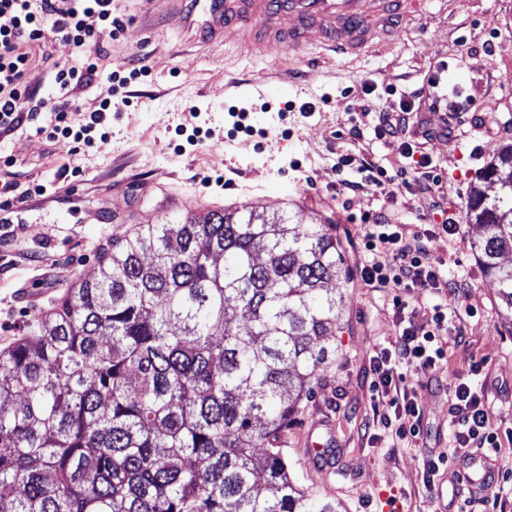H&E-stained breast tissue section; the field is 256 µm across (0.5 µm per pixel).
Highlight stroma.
Returning <instances> with one entry per match:
<instances>
[{
  "label": "stroma",
  "instance_id": "35a3bbf8",
  "mask_svg": "<svg viewBox=\"0 0 512 512\" xmlns=\"http://www.w3.org/2000/svg\"><path fill=\"white\" fill-rule=\"evenodd\" d=\"M112 9L125 29L104 41L95 81L71 93L73 119L106 94L110 73L139 65L149 75L128 85L130 104L113 116L105 140L74 153L27 127L0 135V154L16 161L13 182L45 188L14 204L12 232L0 237V350L40 315L17 300V289H48L45 305L53 307L67 285L98 273L112 240L139 225L247 205L326 225L342 243L363 233L357 215L382 212L406 234L429 232L432 256L460 283L446 300L465 341L448 345L437 375L408 376L423 429L399 441L373 423L369 367L372 350L396 338L393 293L336 280L343 299L330 339L336 358L319 368L321 384L285 446L301 484L336 499L339 512H382L392 497L402 512H432L422 459L447 454L453 444L449 381L486 359L490 425L512 426V322L472 250L475 229L464 222L447 235L427 209L434 198L465 213L472 185L512 144V0H426L397 37L354 61L317 50L300 61L262 44L201 49L182 24L190 12L185 0H112ZM30 53L31 78L44 94L52 63L78 58L56 36ZM438 68L444 87L474 102L460 122L434 108L427 77ZM367 82L374 86L368 95ZM400 95L413 99L407 136L439 175L431 198L410 194L398 180L339 196L340 181L354 176L337 169L339 154L367 156L391 172L405 167L371 127L372 113ZM241 110L252 133L233 128L232 114ZM355 120L365 126L363 139H342ZM447 126L450 137L440 136ZM66 168L73 176L63 177ZM311 439L335 448L333 470L308 458Z\"/></svg>",
  "mask_w": 512,
  "mask_h": 512
}]
</instances>
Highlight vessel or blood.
<instances>
[{
	"mask_svg": "<svg viewBox=\"0 0 512 512\" xmlns=\"http://www.w3.org/2000/svg\"><path fill=\"white\" fill-rule=\"evenodd\" d=\"M424 0H198L204 45L262 42L302 58L314 49L358 59L388 41L402 20L419 14ZM454 472L473 492H483L494 466L475 453L458 459Z\"/></svg>",
	"mask_w": 512,
	"mask_h": 512,
	"instance_id": "vessel-or-blood-1",
	"label": "vessel or blood"
}]
</instances>
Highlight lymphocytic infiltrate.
<instances>
[{
	"label": "lymphocytic infiltrate",
	"mask_w": 512,
	"mask_h": 512,
	"mask_svg": "<svg viewBox=\"0 0 512 512\" xmlns=\"http://www.w3.org/2000/svg\"><path fill=\"white\" fill-rule=\"evenodd\" d=\"M124 28L123 20L112 11V0H0V134L26 125L76 150L92 146L113 113L127 105V85L147 77L148 71L134 68L125 76H111L106 95L79 124L71 119L67 95L96 76L101 42L117 38ZM51 35L72 44L79 58L54 65L50 75L54 92L43 95L29 81L31 59L25 47ZM409 115V101L399 99L379 111L373 131L408 159L407 168L400 172L408 192L425 194L439 176L431 157L418 153L406 137ZM361 221L365 232L351 244L356 256L352 273L366 287L396 291L397 338L375 348L369 359L373 398L381 409L379 424L405 441L419 435L422 418L404 382L409 373L440 370L447 355L443 337L449 331L446 305L434 304L430 318L419 322L413 298L422 291L442 292L450 282L441 261L429 252L428 234L406 235L402 225L389 223L379 214H363ZM383 252L390 254L389 263L379 261ZM485 366V361L473 362L466 376L448 385V415L456 427L455 454L473 448L495 453L502 446L501 433L489 423L491 406L483 391L472 386L485 376Z\"/></svg>",
	"instance_id": "f902f5d3"
}]
</instances>
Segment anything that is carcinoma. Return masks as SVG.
<instances>
[{
	"label": "carcinoma",
	"instance_id": "1",
	"mask_svg": "<svg viewBox=\"0 0 512 512\" xmlns=\"http://www.w3.org/2000/svg\"><path fill=\"white\" fill-rule=\"evenodd\" d=\"M472 240L512 316V145ZM345 276L323 224L253 208L144 224L0 351V512H338L288 465Z\"/></svg>",
	"mask_w": 512,
	"mask_h": 512
}]
</instances>
